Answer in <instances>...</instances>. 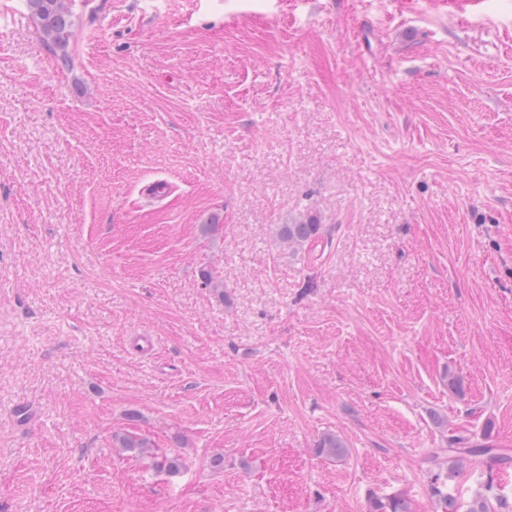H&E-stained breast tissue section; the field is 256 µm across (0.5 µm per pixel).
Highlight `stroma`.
Listing matches in <instances>:
<instances>
[{
	"label": "stroma",
	"instance_id": "stroma-1",
	"mask_svg": "<svg viewBox=\"0 0 512 512\" xmlns=\"http://www.w3.org/2000/svg\"><path fill=\"white\" fill-rule=\"evenodd\" d=\"M73 23L66 66L0 0V512H441L449 436L512 449V0ZM280 239L292 246L304 247L313 244L319 238L321 224L308 217L294 224H282L278 229Z\"/></svg>",
	"mask_w": 512,
	"mask_h": 512
}]
</instances>
